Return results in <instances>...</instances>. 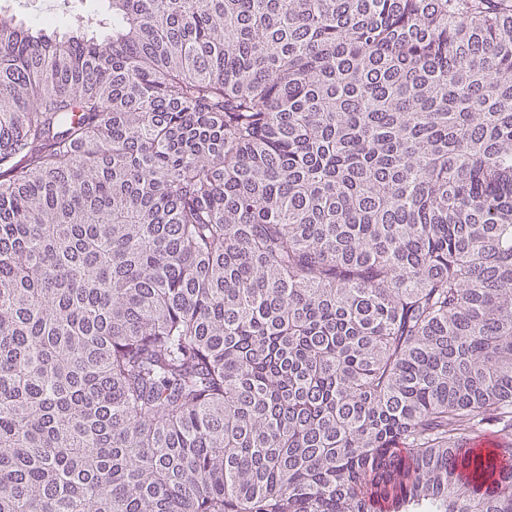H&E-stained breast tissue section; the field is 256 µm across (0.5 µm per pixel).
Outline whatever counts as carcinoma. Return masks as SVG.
<instances>
[{"mask_svg":"<svg viewBox=\"0 0 512 512\" xmlns=\"http://www.w3.org/2000/svg\"><path fill=\"white\" fill-rule=\"evenodd\" d=\"M110 6L0 17V512H512V0Z\"/></svg>","mask_w":512,"mask_h":512,"instance_id":"1","label":"carcinoma"}]
</instances>
